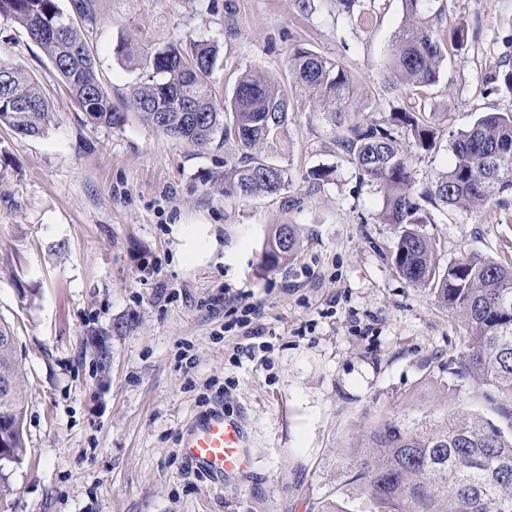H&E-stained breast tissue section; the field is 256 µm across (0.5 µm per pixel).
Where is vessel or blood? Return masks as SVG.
Segmentation results:
<instances>
[{
    "label": "vessel or blood",
    "instance_id": "obj_1",
    "mask_svg": "<svg viewBox=\"0 0 512 512\" xmlns=\"http://www.w3.org/2000/svg\"><path fill=\"white\" fill-rule=\"evenodd\" d=\"M181 451L188 464L221 482L246 469L251 442L240 420L214 410L186 428Z\"/></svg>",
    "mask_w": 512,
    "mask_h": 512
}]
</instances>
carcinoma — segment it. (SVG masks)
Returning a JSON list of instances; mask_svg holds the SVG:
<instances>
[{"instance_id":"obj_1","label":"carcinoma","mask_w":512,"mask_h":512,"mask_svg":"<svg viewBox=\"0 0 512 512\" xmlns=\"http://www.w3.org/2000/svg\"><path fill=\"white\" fill-rule=\"evenodd\" d=\"M301 10H326L352 29L368 25L380 0H298ZM432 0H402L406 22L387 49L385 81L417 90L438 82L449 47H463L468 31L447 34ZM0 19L16 24L37 43L95 127L123 125L131 111L143 123L197 149L233 145L237 155L224 160L218 189L227 199L280 195L290 186L280 159L288 153L293 110L275 78L257 68L238 78L231 98L211 94L218 48L200 41L186 50L171 44L140 53L133 39L121 45L123 60L143 70L130 86L125 110L103 87L94 54L81 31L57 0H0ZM62 26L60 34L54 29ZM286 70L314 112L339 128L332 144L354 165L360 181L382 194L380 219L395 226L392 264L407 282L429 288L467 328V344L457 359L473 390L494 405L506 426L464 412L439 422L408 426L391 419L371 429L368 445L349 455L358 482L359 502L350 510L328 512H512V263L478 253L464 254L443 266L421 225L435 223L432 209L467 210L512 196V109L487 112L451 143L448 171L418 189L414 155L437 148V129L422 115L397 107L379 121L360 122L349 71L335 59L299 44L288 48ZM0 126L21 137L44 134L52 121L48 102L20 66L0 65ZM490 91L512 89V68L499 62L485 77ZM27 103L17 110L10 98ZM293 225L275 224L262 246V265L275 270L295 252ZM0 369L13 380L15 427L0 434L7 454L0 465L19 464L26 454L24 420L27 393L16 342H0Z\"/></svg>"}]
</instances>
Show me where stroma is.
Returning <instances> with one entry per match:
<instances>
[{
  "instance_id": "obj_1",
  "label": "stroma",
  "mask_w": 512,
  "mask_h": 512,
  "mask_svg": "<svg viewBox=\"0 0 512 512\" xmlns=\"http://www.w3.org/2000/svg\"><path fill=\"white\" fill-rule=\"evenodd\" d=\"M92 2L95 21L81 30L117 106L141 76L117 54L129 37L151 51L217 45L219 99L251 66L284 78L300 43L346 66L363 119L411 102L383 76L401 0H384L360 31L304 14L298 0ZM433 6L469 39L449 49L420 105L439 131L437 149L414 163L421 187L451 164L453 133L512 109V91L483 86L490 62L512 66V0ZM0 62L32 73L53 114L36 138L0 127V318L15 328L28 394L27 455L0 467V512H321L356 496L344 458L378 420L494 418L454 373L463 324L397 273L381 194L301 101L288 191L234 200L213 187L230 149L181 144L133 115L92 127L38 45L3 20ZM319 165L334 183L312 185ZM284 221L298 247L265 269L262 240ZM423 230L442 262L469 252L512 262V198L436 213ZM252 304L267 343L259 360L238 349ZM215 407L242 421L252 445L249 467L221 485L180 451L186 424Z\"/></svg>"
}]
</instances>
